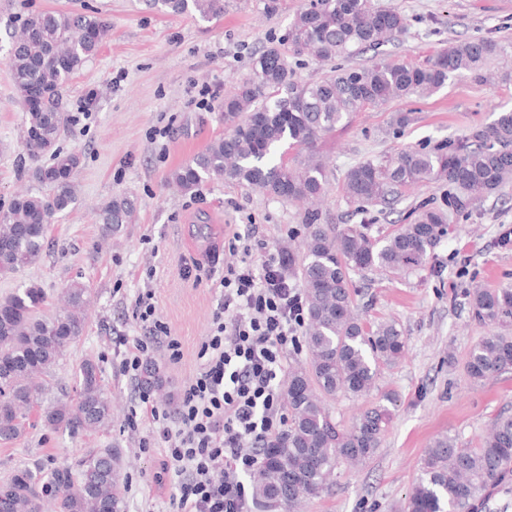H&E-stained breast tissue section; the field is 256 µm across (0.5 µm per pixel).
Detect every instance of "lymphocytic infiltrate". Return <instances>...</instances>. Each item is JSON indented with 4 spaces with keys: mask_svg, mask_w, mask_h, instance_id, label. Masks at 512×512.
I'll use <instances>...</instances> for the list:
<instances>
[{
    "mask_svg": "<svg viewBox=\"0 0 512 512\" xmlns=\"http://www.w3.org/2000/svg\"><path fill=\"white\" fill-rule=\"evenodd\" d=\"M220 284L224 300L176 414L160 410L142 391L138 414L127 419L135 431L139 414L149 415L166 444L162 471L175 478L173 512H252L254 499L241 475L282 433L278 378L289 355L301 348L306 304L282 273L279 257L269 256L258 266L247 260L227 266ZM155 312L153 291L140 293L132 317L142 334L124 353L121 365L127 376H137L155 345H163L171 359L180 356L178 340Z\"/></svg>",
    "mask_w": 512,
    "mask_h": 512,
    "instance_id": "obj_1",
    "label": "lymphocytic infiltrate"
}]
</instances>
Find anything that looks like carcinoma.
Here are the masks:
<instances>
[{
    "mask_svg": "<svg viewBox=\"0 0 512 512\" xmlns=\"http://www.w3.org/2000/svg\"><path fill=\"white\" fill-rule=\"evenodd\" d=\"M168 14L194 11L203 19L224 14V0H149ZM405 27L395 10H378L371 0H308L284 38L296 55L322 61L354 57L376 49ZM109 25L97 14L35 11L11 36L9 64L25 112L22 147L38 166L33 177L50 194L15 198L0 213V273L17 274L42 259L47 224L78 202L74 173L78 155L57 143L67 123L62 92L95 55ZM506 46L492 38L459 41L424 66L384 59L360 68L335 67L317 80L299 82L278 47L264 50L252 73L224 96V137L171 174L183 193L211 180L257 186L288 201H313L328 185L325 162L313 153L323 135L348 123L351 114L394 99L430 95L458 75L483 78V67ZM308 151L296 165L284 161L283 146ZM50 163L39 164L44 156ZM442 182L456 189L448 207L461 211L496 195L512 182V110L497 113L488 126L434 150L402 148L393 156L349 168L345 193L360 214L393 206L402 190ZM134 202L116 196L99 212L100 236L109 239L131 221ZM304 214V239L288 250L307 306V360L284 383L287 424L277 444L262 454L251 491L265 512H299L300 504L329 488L336 462L370 459L380 447L386 410H362L348 428L330 415L326 401L370 391L379 370L405 355V337L394 322L366 323L353 312L351 274L383 271L394 277L422 269L448 235V216L423 207L414 219L382 238L371 225L319 223ZM476 317L492 328L470 351L465 370L481 381L512 368V287L468 291ZM91 296L74 284L66 305L51 317L38 315L41 289L30 286L0 300V440L12 441L30 427L37 411L52 429L96 431L112 418V400L97 362L75 370L76 402L44 403L46 376L65 349L82 336ZM140 384L163 391L153 364ZM124 459L116 448H91L76 468L23 465L0 483V512H123ZM404 512H485L497 488L512 482V415H500L476 448H461L451 436L425 449Z\"/></svg>",
    "mask_w": 512,
    "mask_h": 512,
    "instance_id": "1",
    "label": "carcinoma"
}]
</instances>
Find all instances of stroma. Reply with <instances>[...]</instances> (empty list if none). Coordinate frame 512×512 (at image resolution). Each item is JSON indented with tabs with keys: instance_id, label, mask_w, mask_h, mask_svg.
Here are the masks:
<instances>
[{
	"instance_id": "stroma-1",
	"label": "stroma",
	"mask_w": 512,
	"mask_h": 512,
	"mask_svg": "<svg viewBox=\"0 0 512 512\" xmlns=\"http://www.w3.org/2000/svg\"><path fill=\"white\" fill-rule=\"evenodd\" d=\"M224 0V15L204 20L190 13L171 16L148 8L145 0H0V211L20 194H48L22 150L23 111L8 65L11 34L32 10L96 11L112 31L83 69L67 84L63 104L71 122L59 146L80 157L75 181L78 206L55 215L38 265L20 274L0 275V300L29 286L41 288L44 314L63 304L76 281L90 289L92 303L83 335L71 343L48 378V400L75 399L74 371L86 359L99 362L111 391L114 417L96 432L56 431L44 425L0 442V481L18 466L51 469L75 466L86 449L115 447L128 462L124 512H169L170 483L156 475L164 445L154 440L151 423L139 432L125 428L137 401L138 381L123 375L124 340L141 335L131 312L143 289L155 294L156 317L180 343L179 359L165 349L149 353L173 399L195 375L198 353L224 290L218 279L195 278L194 265L222 270L238 263L233 234L263 239L252 250L254 264L266 251L284 252L301 240L305 206L289 203L224 180L199 192L170 189V173L202 151L226 129L222 101L246 78L256 56L278 44L306 0ZM378 9H395L404 29L378 52L347 60L367 66L376 57L420 66L449 45L472 37L512 41V5L504 0H372ZM498 59L487 66L492 80L459 77L426 97L396 99L367 106L318 144L329 165L327 193L319 204L325 224H371L379 238L407 223L420 205L447 208V184L407 190L394 209L376 206L357 214L343 192L353 165L394 154L403 147L428 150L491 123L512 108V82ZM211 87L202 105L198 91ZM396 112L411 115L394 128ZM126 196L136 206L132 223L122 225L109 243L99 239L98 214L104 203ZM210 235L202 237L199 225ZM512 284V185L503 193L450 215V232L426 266L403 278L374 271L352 276L354 307L369 322L393 321L402 329L407 351L395 366L382 368L374 389L358 398L329 401L336 421L350 424L362 407L381 404L390 412L380 448L364 463H338L327 492L304 503L302 512H402L433 440L455 437L476 447L491 422L512 414V370L481 381L467 375V354L489 328L472 311L467 291Z\"/></svg>"
}]
</instances>
